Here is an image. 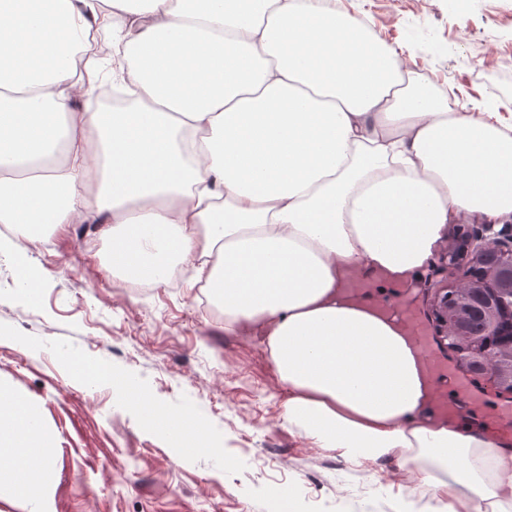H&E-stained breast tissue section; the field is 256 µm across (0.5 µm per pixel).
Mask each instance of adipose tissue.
Here are the masks:
<instances>
[{
  "instance_id": "obj_1",
  "label": "adipose tissue",
  "mask_w": 512,
  "mask_h": 512,
  "mask_svg": "<svg viewBox=\"0 0 512 512\" xmlns=\"http://www.w3.org/2000/svg\"><path fill=\"white\" fill-rule=\"evenodd\" d=\"M329 0H0V224H98L114 276L188 263L256 340L282 421L370 471L396 460L438 495L421 512H512V443L431 412L428 362L396 315L351 286L411 280L464 217L512 218V123L449 109ZM121 28L125 111L89 110L99 29ZM153 430L212 449L192 410L133 394ZM54 438L0 389V493L45 512Z\"/></svg>"
}]
</instances>
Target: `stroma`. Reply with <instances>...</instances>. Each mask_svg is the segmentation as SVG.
<instances>
[{
	"instance_id": "obj_1",
	"label": "stroma",
	"mask_w": 512,
	"mask_h": 512,
	"mask_svg": "<svg viewBox=\"0 0 512 512\" xmlns=\"http://www.w3.org/2000/svg\"><path fill=\"white\" fill-rule=\"evenodd\" d=\"M410 65L413 85L482 112L512 113V0H336ZM91 224H64L37 244L0 232V387L24 396L55 436L53 512H270L281 487L296 512H419L433 491L402 485L392 460L377 480L289 432L285 392L262 351L225 332L199 298L192 271L179 286L115 287ZM37 277L29 300L18 267ZM463 267L441 258L405 290L385 289L392 312L410 305L426 349L449 367L441 389L477 421L512 395L467 372L438 344L433 303ZM106 364L174 413L195 408L214 450L182 453L122 405L111 384L69 375L68 358Z\"/></svg>"
}]
</instances>
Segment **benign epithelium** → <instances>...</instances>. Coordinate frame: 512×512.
<instances>
[{
	"mask_svg": "<svg viewBox=\"0 0 512 512\" xmlns=\"http://www.w3.org/2000/svg\"><path fill=\"white\" fill-rule=\"evenodd\" d=\"M494 225L478 224L474 232L461 242L449 255V262L457 264L468 261L486 252L498 254L501 261L488 271L485 283L493 288L506 289L512 293V225L509 228L493 232ZM433 312L437 321L439 342L448 345L454 338L462 336L460 327L448 321V309L441 301L434 303ZM466 360L483 366L481 376L499 386V373L494 368L492 356L485 350L473 345Z\"/></svg>",
	"mask_w": 512,
	"mask_h": 512,
	"instance_id": "obj_1",
	"label": "benign epithelium"
}]
</instances>
